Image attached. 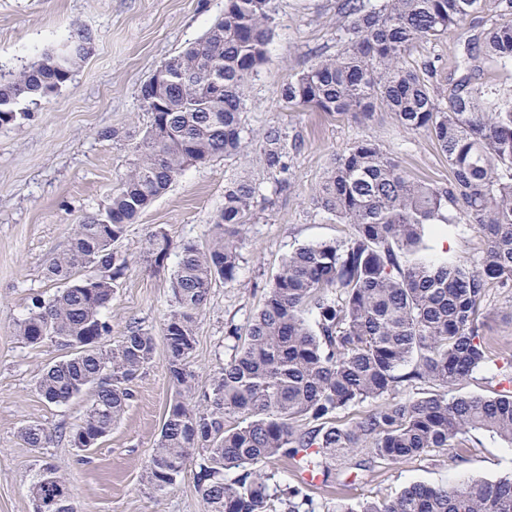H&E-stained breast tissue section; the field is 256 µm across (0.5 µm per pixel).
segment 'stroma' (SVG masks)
<instances>
[{
	"instance_id": "35a3bbf8",
	"label": "stroma",
	"mask_w": 512,
	"mask_h": 512,
	"mask_svg": "<svg viewBox=\"0 0 512 512\" xmlns=\"http://www.w3.org/2000/svg\"><path fill=\"white\" fill-rule=\"evenodd\" d=\"M497 0L468 17L440 40L415 46L410 64L432 62L437 81L452 87L463 74L465 54L483 55V33L497 19ZM275 23L267 60L245 86V129L286 128L290 186L273 192L256 149L187 168L128 225L115 250L128 259L105 314L112 324L106 345L118 344L129 326L150 331L153 362L131 385L134 398L112 432L82 451L66 438L51 447L31 448L21 426L37 421L51 430L72 428L83 419L88 396L65 405L45 402L35 389L41 372L63 355L51 343L28 346L16 324L34 298H49L56 282L46 269L69 246L74 225L104 208L117 180L133 159L130 139L149 118L141 87L156 67L201 40L224 13V0H0V72L30 63L57 47L74 29L94 35L90 53L72 81L57 92L23 103L26 116L0 126V512H33L30 495L46 466L66 479L75 512H202L193 473H185L163 496L143 480V466L159 437L175 395L167 370L163 319L172 300L175 259L158 268L142 251L150 231L164 228L174 243L206 245L212 219L224 205V188L245 179L260 185L262 198L246 226L235 282L213 284L196 324L192 366L207 379L235 353L229 328H245L283 257L297 247L345 239L339 224L315 209L312 199L335 159L355 142L368 140L395 157L418 180L447 183L448 158L423 133L405 131L391 114L359 121L344 115L292 112L284 85L319 58L335 55L342 23L341 0H275ZM481 80L512 87V68L482 62ZM430 253L477 263L485 242L474 225L460 224L429 238ZM486 363L455 388L459 394L512 393V288L490 285L483 304ZM512 473V447L489 434H469L463 445L437 449L407 462L385 464L368 455L332 466L327 482L306 491L330 512L338 500L355 503L396 496L413 483L444 485L476 478L494 480Z\"/></svg>"
}]
</instances>
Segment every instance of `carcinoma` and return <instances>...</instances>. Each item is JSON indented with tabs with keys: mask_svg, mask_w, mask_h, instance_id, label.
Wrapping results in <instances>:
<instances>
[{
	"mask_svg": "<svg viewBox=\"0 0 512 512\" xmlns=\"http://www.w3.org/2000/svg\"><path fill=\"white\" fill-rule=\"evenodd\" d=\"M481 9L482 0H343L340 50L288 82L283 98L291 107L365 120L389 112L439 145L452 177L440 185L416 180L368 141L338 157L313 203L355 233L285 256L242 345L203 383L191 368L196 322L212 285L236 281L256 187L243 180L224 190L204 248L175 246L162 227L149 234L148 258L167 259L177 249L164 319L176 391L144 465L154 493H168L193 465L204 512H325L301 485L270 491L266 466L292 459L327 478L332 463L358 450L399 463L453 448L475 431L512 447V395L449 394L489 357L480 321L489 286L512 284V92L479 81L472 67L441 90L432 64L406 62L412 47ZM498 12L484 34V56L512 65V0H498ZM274 13V0H224L206 37L159 65L162 82L142 85L150 121L133 143L131 167L108 205L75 225L69 248L47 268L59 288L33 299L16 325L26 345L49 341L70 350L35 382L47 403L91 394L85 418L68 431L74 448H92L112 432L133 399L130 384L155 353L154 336L139 326L119 344L103 345L112 333L104 310L127 268L113 245L184 170L241 152L244 86L267 58ZM93 41L78 28L65 39L67 50H47L17 72L0 73V125L26 116L22 102L71 81ZM216 80L223 83L218 95L211 91ZM258 145L275 190H285L286 132L270 125ZM456 224H475L483 235L479 264L429 255L426 235ZM86 268L93 273L82 274ZM422 381L436 390L400 396ZM370 399L385 403L350 425L336 423L340 412ZM20 435L31 448L52 441L35 421ZM64 491L58 471L46 468L31 491L34 512ZM334 512H512V475L414 483L392 499L340 502Z\"/></svg>",
	"mask_w": 512,
	"mask_h": 512,
	"instance_id": "1",
	"label": "carcinoma"
}]
</instances>
